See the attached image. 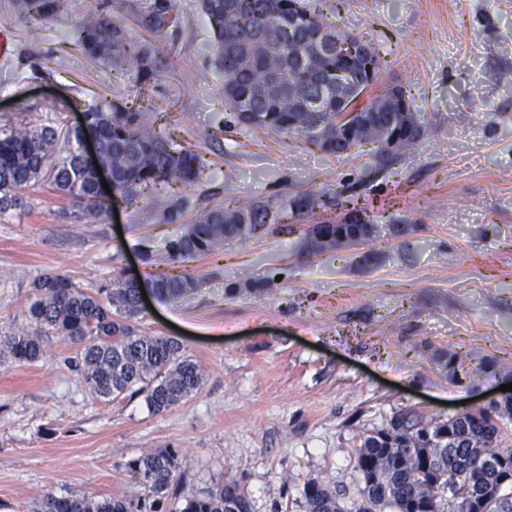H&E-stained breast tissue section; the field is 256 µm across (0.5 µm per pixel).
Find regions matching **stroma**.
<instances>
[{
	"label": "stroma",
	"instance_id": "1",
	"mask_svg": "<svg viewBox=\"0 0 512 512\" xmlns=\"http://www.w3.org/2000/svg\"><path fill=\"white\" fill-rule=\"evenodd\" d=\"M381 56L372 98L401 88L434 135L388 166L373 145L336 157L300 135L273 141L237 123L212 65L201 0H174L180 26L158 44L176 67L155 84L157 128L207 162L182 190V222L149 200L113 195L83 224L72 201L39 184L0 216V336L26 328L32 283L60 274L95 289L168 271L167 251L196 212L250 202L281 212L249 240L187 261L198 287L153 301L146 332L176 337L205 380L151 413L143 396L97 399L43 339L33 363L0 361V512H34L49 492L136 497L129 460L176 449L186 491L232 479L253 512H306L311 478L359 497L356 452L399 415L439 420L486 409L512 383V0H308ZM72 11L39 42L24 39L16 0H0V124L27 105L134 95L131 75L86 67ZM314 197L298 211L301 196ZM359 211L370 239L313 255L307 225ZM456 367L443 366V354Z\"/></svg>",
	"mask_w": 512,
	"mask_h": 512
}]
</instances>
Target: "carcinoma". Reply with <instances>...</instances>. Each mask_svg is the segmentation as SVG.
<instances>
[{
    "instance_id": "carcinoma-1",
    "label": "carcinoma",
    "mask_w": 512,
    "mask_h": 512,
    "mask_svg": "<svg viewBox=\"0 0 512 512\" xmlns=\"http://www.w3.org/2000/svg\"><path fill=\"white\" fill-rule=\"evenodd\" d=\"M302 3L330 37L346 38L307 0H202L215 31L210 53L224 72V91L230 111L242 123L247 113L261 112L265 121L253 128L271 138L304 136L320 145L314 131L336 137V75L345 69L342 50H334L317 71L294 67L304 52L307 21L299 17L298 36L283 37L288 3ZM83 0H17L26 23V37L39 40L46 25L67 14ZM136 15L139 28L159 41L178 27L173 0H142ZM74 45L92 65L127 67L136 74L139 96H147L154 80L170 68L166 56L150 42L135 44L125 25L112 13L95 9L76 25ZM128 99L104 98L85 109V125L75 130L64 124L62 111L49 118L38 107L0 126V215L24 206L22 192L38 183L50 185L71 198L85 224H97L108 212L98 193L95 170L79 158V144L91 136L98 143L99 164L112 172L117 191L132 200L162 184L169 188L194 185L206 165L201 155L174 145L147 127V113L132 110ZM67 154L57 155L59 141ZM183 198H156L155 211L165 223L183 217ZM270 223L263 206H216L200 212L184 233L171 242L167 263L215 251L230 239L248 240ZM372 236L364 224L334 221L304 229L303 247L318 254ZM197 282L188 274L154 273L141 280L117 278L109 286L81 288L58 274L34 283L27 316L29 329L0 340V359L35 362L43 355L42 337L57 336L75 347L67 363L99 399L144 395L149 410L165 412L197 393L204 383L201 367L174 336L150 334L139 328L140 298L146 290L162 302H177L194 292ZM504 408L481 409L474 416L449 417L426 423L400 416L390 427L366 437L356 453L361 504L356 512H512V448H501L498 419ZM127 471L142 487L137 499L97 500L76 494L44 495L36 512H161L166 501H181L179 512H252L249 496L235 480L184 493V475L176 450L161 448L130 460ZM468 472L476 489L466 508H450L438 496L426 499L422 486L448 484V475ZM307 512H345L336 491L311 478L304 483Z\"/></svg>"
}]
</instances>
